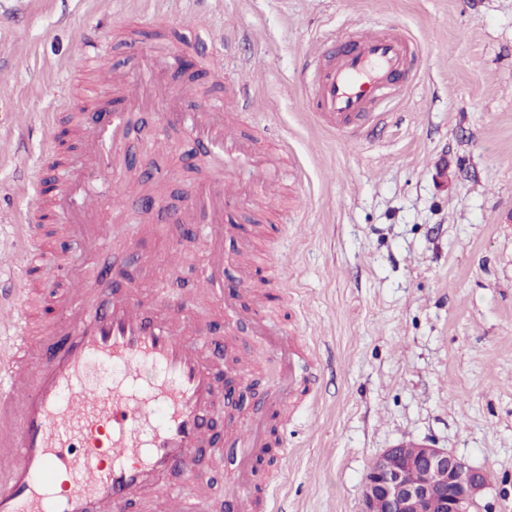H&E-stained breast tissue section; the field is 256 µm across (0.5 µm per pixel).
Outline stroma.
Listing matches in <instances>:
<instances>
[{"label": "stroma", "mask_w": 512, "mask_h": 512, "mask_svg": "<svg viewBox=\"0 0 512 512\" xmlns=\"http://www.w3.org/2000/svg\"><path fill=\"white\" fill-rule=\"evenodd\" d=\"M362 23L400 26L421 58L403 100L351 142L309 112L299 75L316 40ZM225 25L222 81L169 88L238 100L270 148L280 196L235 214L255 264L226 262L224 278L244 281L240 307H262L281 338L312 351L320 383L275 420L260 401L269 373L255 369L225 444L204 445L166 485L201 493L208 512H222L230 484L264 504L277 496L281 512H360L370 462L427 442L487 473L473 512H512V0H0V271L43 247L29 282L43 296L48 262H86L82 241L29 204L49 135L78 107L117 99L114 80L143 55L178 50L200 68ZM105 45L112 79L86 94L72 62ZM131 125L125 153L158 166L133 174L140 189L113 208L103 258L124 263L137 225L160 226L142 250L154 276L137 282L140 297L153 305L167 285L200 296L204 236L177 240L143 196L186 209L188 186L223 176L224 158L158 110ZM212 333L235 357L267 343L248 321ZM258 424L288 453L249 467L232 441Z\"/></svg>", "instance_id": "stroma-1"}]
</instances>
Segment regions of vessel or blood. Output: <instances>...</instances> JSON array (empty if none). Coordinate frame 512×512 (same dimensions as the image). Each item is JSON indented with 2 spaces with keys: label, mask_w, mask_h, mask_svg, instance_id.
Returning <instances> with one entry per match:
<instances>
[{
  "label": "vessel or blood",
  "mask_w": 512,
  "mask_h": 512,
  "mask_svg": "<svg viewBox=\"0 0 512 512\" xmlns=\"http://www.w3.org/2000/svg\"><path fill=\"white\" fill-rule=\"evenodd\" d=\"M415 45L380 25H360L334 40L314 44L317 61L307 88L311 112L328 130L346 138L363 134L377 104L408 74ZM148 60L121 83L123 104L102 123L80 114L75 135L82 139L76 165L59 174L58 211L72 235L83 236L90 253L106 246L97 216L105 205L98 187H117L126 164L122 148L129 116L151 103L146 89L157 86ZM180 94L167 100L165 118L205 138L224 155V175L193 192L183 223H203L209 242L205 281L210 293L224 290L228 227L248 189L272 192L273 176L249 135L224 120L223 102L207 112H187ZM123 266L81 272L60 298L61 317L33 327L25 282L28 269L11 272L10 302L17 314L0 327V512H130L142 491L163 490L173 512H203L202 501L166 486L175 467H189L206 437V420L221 389L213 362L219 342L207 334L206 317L187 320L185 298L162 292V315H148L131 295L113 291ZM282 364L287 386H274L265 402L280 413L300 387L315 388L316 374L301 366L287 346L265 351ZM122 367L112 385L96 397L80 388L93 366Z\"/></svg>",
  "instance_id": "obj_1"
}]
</instances>
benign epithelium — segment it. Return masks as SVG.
I'll use <instances>...</instances> for the list:
<instances>
[{
    "label": "benign epithelium",
    "mask_w": 512,
    "mask_h": 512,
    "mask_svg": "<svg viewBox=\"0 0 512 512\" xmlns=\"http://www.w3.org/2000/svg\"><path fill=\"white\" fill-rule=\"evenodd\" d=\"M224 400L240 411L247 400L236 374L224 368ZM485 473L446 448L427 443L398 444L369 465L361 512H472Z\"/></svg>",
    "instance_id": "obj_1"
}]
</instances>
